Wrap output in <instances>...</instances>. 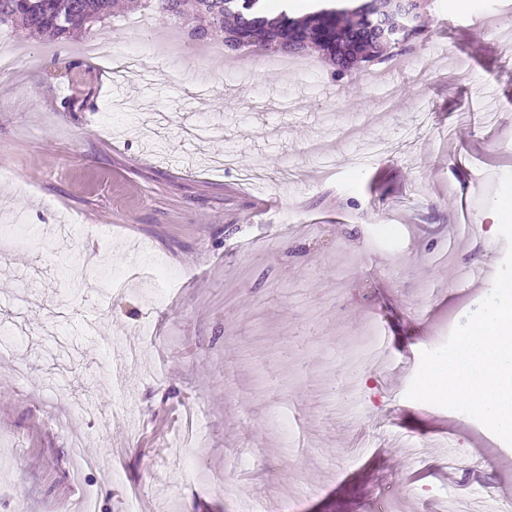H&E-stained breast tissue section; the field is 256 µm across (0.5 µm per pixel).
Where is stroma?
<instances>
[{
  "mask_svg": "<svg viewBox=\"0 0 512 512\" xmlns=\"http://www.w3.org/2000/svg\"><path fill=\"white\" fill-rule=\"evenodd\" d=\"M491 2L436 0L426 44L336 80L311 52L207 69L194 43L154 84L115 83L121 47L183 41L151 10L62 44L12 32L0 214L24 212L28 237L0 257V326L18 333L0 352V512L85 495L96 512H374L385 482L400 512H435L476 490L439 452L414 465L411 439L484 450L512 502V445L406 397L422 351L490 293L486 254L506 253L487 214L512 198V14ZM92 38L112 59L85 55ZM70 84L81 97L60 98ZM67 216L76 241L29 244ZM145 250L167 301L145 268L101 295ZM191 414L204 436L174 454Z\"/></svg>",
  "mask_w": 512,
  "mask_h": 512,
  "instance_id": "obj_1",
  "label": "stroma"
}]
</instances>
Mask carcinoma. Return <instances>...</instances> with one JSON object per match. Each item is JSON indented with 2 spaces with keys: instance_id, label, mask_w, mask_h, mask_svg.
Returning a JSON list of instances; mask_svg holds the SVG:
<instances>
[{
  "instance_id": "1",
  "label": "carcinoma",
  "mask_w": 512,
  "mask_h": 512,
  "mask_svg": "<svg viewBox=\"0 0 512 512\" xmlns=\"http://www.w3.org/2000/svg\"><path fill=\"white\" fill-rule=\"evenodd\" d=\"M121 0H0V26H22L44 40H66L113 14ZM138 7L183 21L193 41L224 32V52L253 48L269 55L316 51L343 76L382 56L389 28L404 23L399 48L430 32L435 0H318L297 15L288 0L274 10L267 0H134Z\"/></svg>"
}]
</instances>
